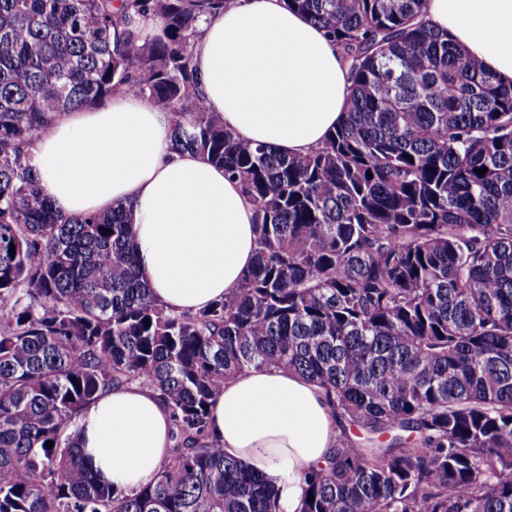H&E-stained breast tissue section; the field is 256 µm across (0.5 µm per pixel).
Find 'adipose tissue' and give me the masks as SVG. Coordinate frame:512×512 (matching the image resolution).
I'll list each match as a JSON object with an SVG mask.
<instances>
[{
  "instance_id": "obj_1",
  "label": "adipose tissue",
  "mask_w": 512,
  "mask_h": 512,
  "mask_svg": "<svg viewBox=\"0 0 512 512\" xmlns=\"http://www.w3.org/2000/svg\"><path fill=\"white\" fill-rule=\"evenodd\" d=\"M427 18L512 84V0H427ZM210 111L245 142L289 154L318 146L344 119L353 82L336 45L286 0H229L207 18L194 51ZM54 210L72 217L133 207L139 260L152 293L196 311L235 288L255 260L256 213L237 181L200 154L171 148L166 113L125 92L55 119L31 148ZM103 480L130 495L153 481L170 445V411L135 385L103 393L78 419ZM210 432L225 454L262 474L277 512H300L304 474L338 431L323 390L281 369L227 381Z\"/></svg>"
}]
</instances>
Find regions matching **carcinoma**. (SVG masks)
Listing matches in <instances>:
<instances>
[{"label": "carcinoma", "instance_id": "obj_1", "mask_svg": "<svg viewBox=\"0 0 512 512\" xmlns=\"http://www.w3.org/2000/svg\"><path fill=\"white\" fill-rule=\"evenodd\" d=\"M226 2L0 0V512H275L208 431L224 383L264 368L321 387L340 428L302 512H512V86L426 0H287L353 96L322 145L281 155L196 89L201 24ZM118 91L170 113L172 148L255 206L253 266L197 312L152 295L130 206L62 216L30 163L54 118ZM132 383L170 407L175 444L119 496L74 425Z\"/></svg>", "mask_w": 512, "mask_h": 512}]
</instances>
